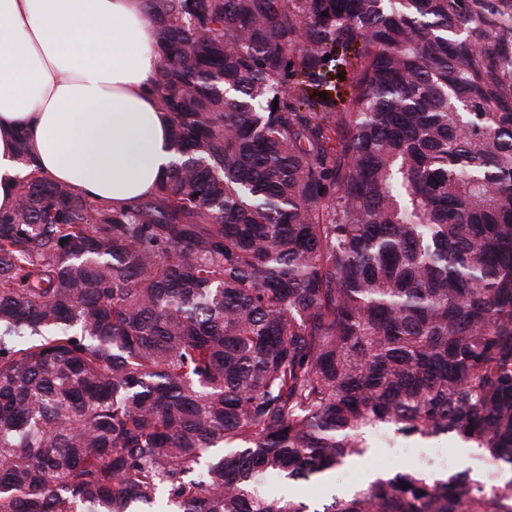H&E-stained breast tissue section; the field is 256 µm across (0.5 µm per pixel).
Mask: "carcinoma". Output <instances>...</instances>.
Masks as SVG:
<instances>
[{"label": "carcinoma", "instance_id": "cac0c4a2", "mask_svg": "<svg viewBox=\"0 0 512 512\" xmlns=\"http://www.w3.org/2000/svg\"><path fill=\"white\" fill-rule=\"evenodd\" d=\"M145 2L156 191L95 202L19 145L0 512H512L465 472L259 490L379 428L512 466V0Z\"/></svg>", "mask_w": 512, "mask_h": 512}]
</instances>
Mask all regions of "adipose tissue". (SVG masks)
<instances>
[{
	"instance_id": "1",
	"label": "adipose tissue",
	"mask_w": 512,
	"mask_h": 512,
	"mask_svg": "<svg viewBox=\"0 0 512 512\" xmlns=\"http://www.w3.org/2000/svg\"><path fill=\"white\" fill-rule=\"evenodd\" d=\"M159 42L144 0H0V208L20 132L44 174L92 200L126 208L154 193L173 159Z\"/></svg>"
}]
</instances>
